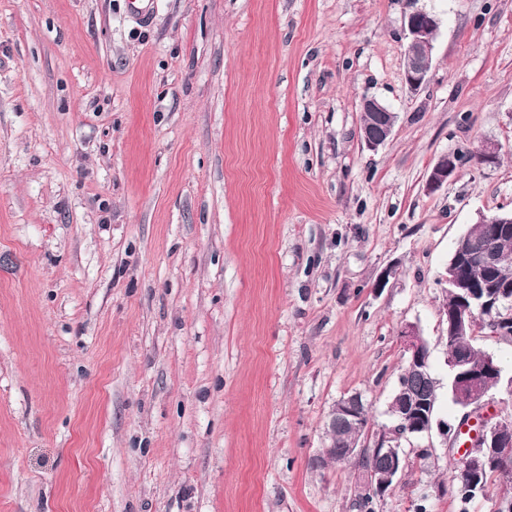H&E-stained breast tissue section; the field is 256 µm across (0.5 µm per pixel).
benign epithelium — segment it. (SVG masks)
<instances>
[{
	"instance_id": "benign-epithelium-1",
	"label": "benign epithelium",
	"mask_w": 512,
	"mask_h": 512,
	"mask_svg": "<svg viewBox=\"0 0 512 512\" xmlns=\"http://www.w3.org/2000/svg\"><path fill=\"white\" fill-rule=\"evenodd\" d=\"M407 43L404 51L407 87L419 90L425 83L430 67L433 40L438 28L434 14L417 9L405 17ZM362 113L369 114L368 123L362 127V136L368 148L375 150L391 136L396 115L384 103L375 98L362 102ZM460 161L455 153L441 155L434 164L425 184V190L433 193L447 184L457 172ZM477 223L488 225L497 235L512 232V212L481 213ZM448 287L458 291L457 306L448 313V336L474 341V332L487 328L495 336L512 334V264L479 242L470 233L462 235L446 270ZM404 344L406 363L420 369L428 368L429 343L414 324H406L400 332ZM448 372L452 376V399L461 407L478 405L489 391L506 385L512 396V377L503 381V368L493 355L485 354L482 366L474 367L469 358L448 350ZM362 394L353 393L336 401L328 414L327 425L345 430L363 431L359 412ZM435 397L420 400L412 395L406 382L398 381L397 388L387 405L392 425L380 431L374 447L378 448L385 464L380 469L363 473L356 486L358 495L380 498L392 487L405 468L402 441L437 430L448 450H453L458 429L448 423L433 419ZM467 452L462 460L463 473L467 478L459 483L450 482L445 492L469 500L484 496L486 486L483 477L506 457L512 455V416L482 421L477 434L466 444Z\"/></svg>"
}]
</instances>
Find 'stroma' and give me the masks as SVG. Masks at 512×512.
I'll return each mask as SVG.
<instances>
[{
    "label": "stroma",
    "instance_id": "stroma-1",
    "mask_svg": "<svg viewBox=\"0 0 512 512\" xmlns=\"http://www.w3.org/2000/svg\"><path fill=\"white\" fill-rule=\"evenodd\" d=\"M511 211L512 0H0V512H353L331 407L388 424L412 323L458 424L444 275ZM403 449L375 512H498L495 478L441 494L439 436ZM407 43L404 51V79L411 91H418L425 83L430 67L433 40L432 35L438 28L434 14L417 9L405 17ZM361 109V117L369 114L368 123L362 125L361 129L364 142L368 148L376 150L391 136L396 115L384 103L372 97L363 100ZM458 157L456 153H448L437 159L425 184V190L429 194L448 184L454 177L460 164Z\"/></svg>",
    "mask_w": 512,
    "mask_h": 512
}]
</instances>
